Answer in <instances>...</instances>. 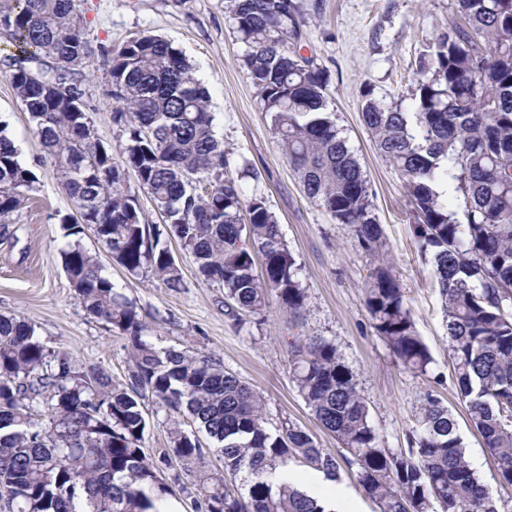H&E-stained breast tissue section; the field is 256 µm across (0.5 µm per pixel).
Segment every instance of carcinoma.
<instances>
[{
    "label": "carcinoma",
    "instance_id": "carcinoma-1",
    "mask_svg": "<svg viewBox=\"0 0 512 512\" xmlns=\"http://www.w3.org/2000/svg\"><path fill=\"white\" fill-rule=\"evenodd\" d=\"M80 0H0V38L16 53L0 58L79 217L63 219L62 267L88 316L128 341V381L83 367L46 345L35 323L0 313V492L10 512H162L171 489L143 448L144 394L171 413L170 450L193 465L181 491L196 512H326L321 502L272 479L300 461L334 478L335 456L290 425L270 432L261 397L211 353L158 349L136 306L81 243L90 229L129 273L152 274L174 291L183 278L161 233L143 222L126 171L160 211L167 235L194 258L207 282L224 288L231 313H259L274 300L298 316L306 305L300 268L263 197L224 176V143L209 97L183 55L163 37L139 34L103 53L120 158L99 138L84 99ZM460 22L420 57L408 109L366 97L362 120L399 171L412 205L413 232L431 257L461 400L512 487V0H458ZM244 67L271 119L279 147L307 196L359 245L376 254L383 232L360 164L340 136L325 96L324 72L304 63L300 0H225ZM37 177L18 159L0 123V238ZM455 183L466 222L438 187ZM263 262L254 272V256ZM366 309L405 368L432 362L393 269L381 262L366 287ZM290 375L320 426L333 434L377 512H498L463 448L455 420L424 396L414 447L380 446L355 375L334 343L294 341ZM190 415L218 445L224 469H211ZM245 474L242 485L236 484Z\"/></svg>",
    "mask_w": 512,
    "mask_h": 512
}]
</instances>
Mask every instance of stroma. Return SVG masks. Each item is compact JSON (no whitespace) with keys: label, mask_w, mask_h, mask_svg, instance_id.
Listing matches in <instances>:
<instances>
[{"label":"stroma","mask_w":512,"mask_h":512,"mask_svg":"<svg viewBox=\"0 0 512 512\" xmlns=\"http://www.w3.org/2000/svg\"><path fill=\"white\" fill-rule=\"evenodd\" d=\"M301 3L306 26L300 52L326 75L328 107L366 175L387 258L431 354L428 372L404 368L375 334L365 288L378 259L360 247L349 226L336 223L305 195L269 117L260 110L243 66L245 46L224 0H81L82 34L92 49L85 98L99 137L113 154H120L124 137L113 121L116 104L105 78L102 50L149 32L182 52L209 92L216 130L224 141L226 173L242 183L246 194L265 198L301 266L307 294L303 318L291 319L273 304L262 314L234 320L224 305L223 288L198 276L192 256L176 240H168L167 245L185 283L177 292L152 276L133 275L113 263L93 234H86L82 243L99 254L105 274L140 313L156 318L151 341L161 349L220 355L226 370L261 397L269 431L278 432L289 422L309 433L317 447L341 454L336 438L319 425L289 377L291 343L320 336L336 345L356 376L382 447L408 449L421 400L432 393L453 415L467 457L497 497L500 512H512V488L498 485L494 460L457 394L434 268L416 242L403 180L378 151L361 116L368 93L382 104L410 107L417 60L447 32L457 7L454 0ZM0 121L6 123L20 161L38 177L29 200L13 215L15 239L0 240V311L32 321L48 346L67 349L78 363L101 366L114 381L127 382L125 336L89 317L72 294L60 257L65 243L62 220L78 210L56 178L40 137L14 94L10 74L1 65ZM143 413V448L151 461L159 463L170 445L165 412L149 401ZM291 468L300 485L317 480L316 498L323 500L342 490L352 512H375L354 470L347 466H340L334 480L302 463H292Z\"/></svg>","instance_id":"obj_1"}]
</instances>
